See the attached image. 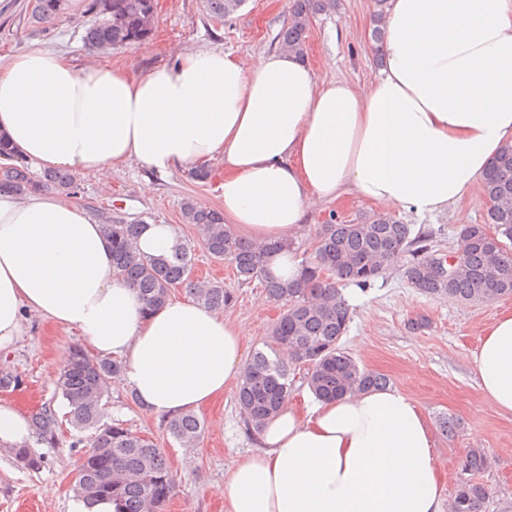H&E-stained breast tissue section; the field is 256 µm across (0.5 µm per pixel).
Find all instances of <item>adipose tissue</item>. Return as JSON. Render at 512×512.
I'll return each mask as SVG.
<instances>
[{"instance_id":"ef3b65f1","label":"adipose tissue","mask_w":512,"mask_h":512,"mask_svg":"<svg viewBox=\"0 0 512 512\" xmlns=\"http://www.w3.org/2000/svg\"><path fill=\"white\" fill-rule=\"evenodd\" d=\"M379 77L317 81L281 50L243 66L220 49L136 76L75 70L33 48L0 66V132L41 169L165 174L222 158L224 222L281 241L270 275L297 277L288 241L310 210L357 195L418 216L468 198L512 145V0H387ZM79 329L149 414L169 419L243 373L244 332L172 298L153 313L112 266L104 228L57 195H0V350L29 319ZM477 387L512 415V315L472 354ZM219 490L224 512H443L434 442L416 401L386 388L283 406Z\"/></svg>"}]
</instances>
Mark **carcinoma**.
Listing matches in <instances>:
<instances>
[{"mask_svg": "<svg viewBox=\"0 0 512 512\" xmlns=\"http://www.w3.org/2000/svg\"><path fill=\"white\" fill-rule=\"evenodd\" d=\"M245 0H204L206 11L223 18L244 5ZM67 0H33L31 17L47 24L66 9ZM336 8V0H292L290 16L277 34L279 47L299 56L306 52L310 21L314 15ZM86 11L95 21L84 34L92 48L110 50L143 41L154 23V0H88ZM74 177L63 171H49L35 179L24 158L7 135L0 133V195L26 196L56 187L70 188ZM489 207L484 224L460 228L464 241L457 244L461 261L451 276L440 278L433 265L417 257L428 250L426 240L412 236L409 224L390 217L367 219L360 224H319L318 248L313 260L302 266L297 281L289 283L268 275L270 254L289 247L286 242L257 244L235 235L224 214L187 198L182 217L199 233L207 252L215 259H229L240 285L260 282L269 300L281 308L270 331V352L256 350L241 376L237 403L251 426L274 415L292 391L288 364L278 352L286 348L292 360L308 365L307 384L313 395L331 400L368 389L384 388L388 380L367 370L341 343L351 319V310L338 284L367 287L406 255L405 275L419 293L432 298H453L461 303H484L512 295V250H492L484 245L487 225L495 234L512 241V145L504 148L482 179ZM140 223H128L109 216L104 231L112 247V265L127 278L145 301L147 310L164 305L171 290L179 285L204 306L222 310L233 301V292L220 281L191 279L192 249L181 243L171 257L148 256L137 247ZM122 375L121 363L89 355L80 347L70 350L57 386L68 411L60 419L51 405L30 418L33 440L54 444L63 422L74 429L91 432L87 450L78 468L76 490L88 499L112 497L124 504V512H163L175 487L166 458L160 448L119 422L99 424V406L108 395L113 379ZM170 435L183 448H193L203 425L191 412L171 418ZM23 467L37 470L42 458L30 445L12 449ZM489 465L485 451L473 449L464 469L469 476L460 480L450 499V512H487L491 488L475 475Z\"/></svg>", "mask_w": 512, "mask_h": 512, "instance_id": "obj_1", "label": "carcinoma"}]
</instances>
